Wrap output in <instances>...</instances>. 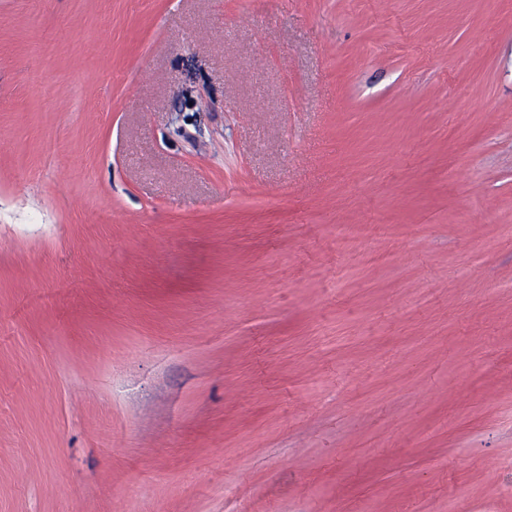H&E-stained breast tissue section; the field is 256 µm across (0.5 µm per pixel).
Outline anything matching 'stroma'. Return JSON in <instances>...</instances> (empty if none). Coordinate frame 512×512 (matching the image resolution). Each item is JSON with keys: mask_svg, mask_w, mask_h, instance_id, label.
I'll use <instances>...</instances> for the list:
<instances>
[{"mask_svg": "<svg viewBox=\"0 0 512 512\" xmlns=\"http://www.w3.org/2000/svg\"><path fill=\"white\" fill-rule=\"evenodd\" d=\"M0 512H512V0H0Z\"/></svg>", "mask_w": 512, "mask_h": 512, "instance_id": "obj_1", "label": "stroma"}]
</instances>
